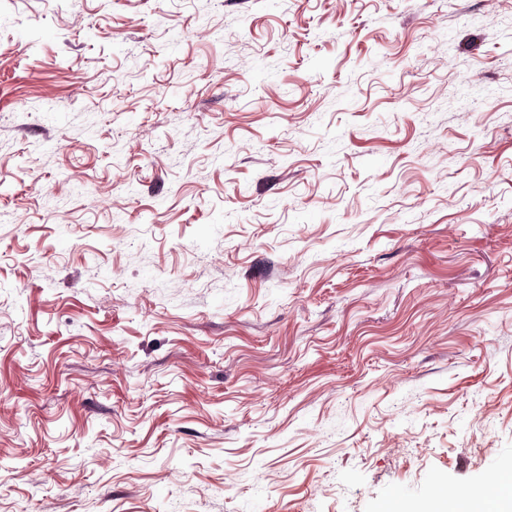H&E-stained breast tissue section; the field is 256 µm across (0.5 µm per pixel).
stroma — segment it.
I'll use <instances>...</instances> for the list:
<instances>
[{
  "label": "stroma",
  "mask_w": 512,
  "mask_h": 512,
  "mask_svg": "<svg viewBox=\"0 0 512 512\" xmlns=\"http://www.w3.org/2000/svg\"><path fill=\"white\" fill-rule=\"evenodd\" d=\"M506 477L512 0H0V512Z\"/></svg>",
  "instance_id": "35a3bbf8"
}]
</instances>
